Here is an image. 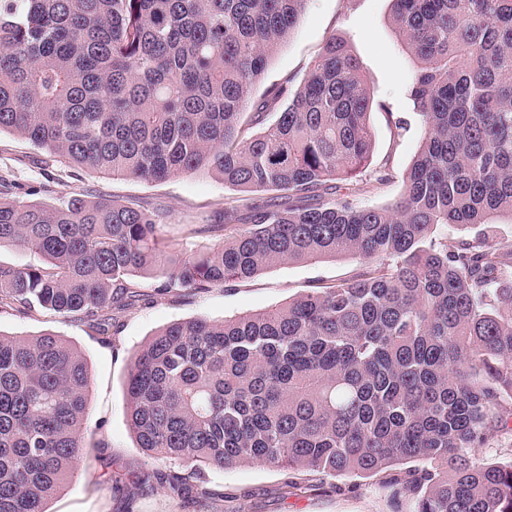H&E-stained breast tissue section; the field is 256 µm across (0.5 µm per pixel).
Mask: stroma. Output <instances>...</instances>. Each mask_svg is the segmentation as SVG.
<instances>
[{"mask_svg": "<svg viewBox=\"0 0 512 512\" xmlns=\"http://www.w3.org/2000/svg\"><path fill=\"white\" fill-rule=\"evenodd\" d=\"M347 40L358 58L365 84L375 102L370 123L375 133L372 167H389L393 179L377 185L370 175L343 184L337 197L359 206H390L400 197L402 177L423 136L422 119L413 108L407 80L414 64L394 33L390 0H307L298 24L270 59L251 100L287 78L302 81L331 36ZM0 178L8 181L11 199L58 204L72 196L117 198L163 209L160 232L185 255L211 247V237H187L189 224L214 223L230 196L218 178L190 172L161 181L112 179L52 157L12 132L0 133ZM358 259L348 256L317 262H294L261 271L232 287H215L196 295L164 294L153 278L139 279L142 296L107 337L85 323L50 311L19 318L0 311V332L64 337L86 357L91 376L86 448L65 489L52 498L48 512H391L383 488L373 479H353L350 488L337 480L311 476L309 488L291 485L287 472L254 463L229 470L206 471L209 498L182 499L164 491L143 493L139 480L162 472L190 477L178 462L146 455L129 427L124 394L131 353L153 333L195 318L220 321L282 304L318 285H330L355 272Z\"/></svg>", "mask_w": 512, "mask_h": 512, "instance_id": "stroma-1", "label": "stroma"}]
</instances>
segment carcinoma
I'll return each instance as SVG.
<instances>
[{
  "label": "carcinoma",
  "instance_id": "carcinoma-1",
  "mask_svg": "<svg viewBox=\"0 0 512 512\" xmlns=\"http://www.w3.org/2000/svg\"><path fill=\"white\" fill-rule=\"evenodd\" d=\"M306 0H0V132L76 167L159 180L204 171L238 196L222 242L166 249L159 212L73 196L0 195V309L107 333L140 297L206 293L280 264L336 255L359 272L271 309L159 329L130 357L142 451L202 473L261 463L290 475L377 477L394 512H512V462L477 451L512 433V0H392L416 65L423 138L390 207L335 199L370 165L373 108L348 43L329 38L306 79L254 86ZM276 192L263 201L259 194ZM484 232L448 246V228ZM90 372L52 333H0V512H48L83 451ZM207 493L176 474L141 480Z\"/></svg>",
  "mask_w": 512,
  "mask_h": 512
}]
</instances>
